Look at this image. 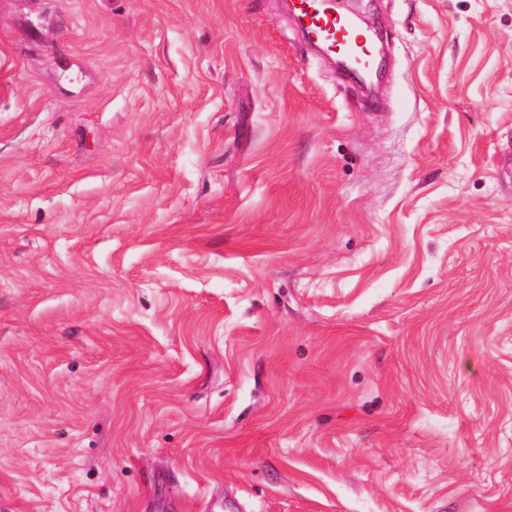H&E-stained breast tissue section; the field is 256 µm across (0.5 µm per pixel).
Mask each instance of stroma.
<instances>
[{
    "mask_svg": "<svg viewBox=\"0 0 512 512\" xmlns=\"http://www.w3.org/2000/svg\"><path fill=\"white\" fill-rule=\"evenodd\" d=\"M0 0V512H512V0ZM289 10L326 54L347 57L360 69L376 64L377 54L371 37L335 4L321 0H289Z\"/></svg>",
    "mask_w": 512,
    "mask_h": 512,
    "instance_id": "1",
    "label": "stroma"
}]
</instances>
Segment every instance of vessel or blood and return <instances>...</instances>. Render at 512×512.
Segmentation results:
<instances>
[{
  "label": "vessel or blood",
  "instance_id": "obj_1",
  "mask_svg": "<svg viewBox=\"0 0 512 512\" xmlns=\"http://www.w3.org/2000/svg\"><path fill=\"white\" fill-rule=\"evenodd\" d=\"M289 9L326 54L347 57L361 69L375 65L371 37L331 0H289Z\"/></svg>",
  "mask_w": 512,
  "mask_h": 512
}]
</instances>
